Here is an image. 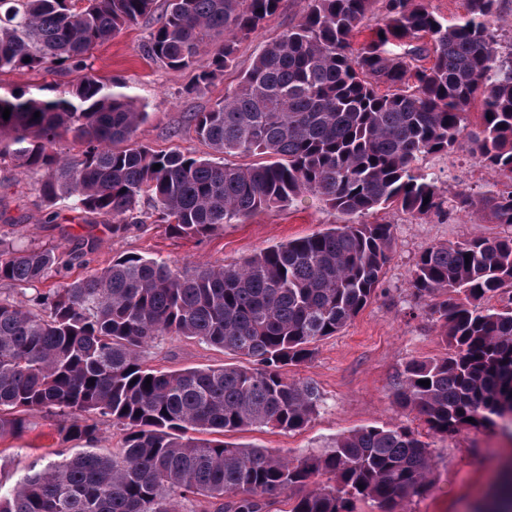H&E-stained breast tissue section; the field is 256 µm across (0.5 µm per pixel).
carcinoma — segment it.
I'll use <instances>...</instances> for the list:
<instances>
[{
	"label": "carcinoma",
	"instance_id": "1",
	"mask_svg": "<svg viewBox=\"0 0 512 512\" xmlns=\"http://www.w3.org/2000/svg\"><path fill=\"white\" fill-rule=\"evenodd\" d=\"M380 1L377 34L353 47ZM155 2L0 0V73L85 72L55 98L0 93V162L43 171V203L67 200L102 215L114 234L144 223V198L154 222L181 238L305 197L345 223L236 265L188 270L130 254L30 300L0 298V440L23 435L40 413L56 418L61 441L83 444L0 494V512H179L182 501L192 512H269L271 498L292 490L299 494L287 512H358L361 503L399 512L431 486V448L408 427L367 426L318 454L290 457L195 434L308 424L319 392L287 369L371 302L394 246L393 225L360 218L390 207L422 218L448 207L512 227V192L448 200L418 166L464 147L512 181V60L502 59L494 34L499 0H464L451 24L429 0H306L235 90L194 114L210 149L199 157L139 142L145 106L90 72L91 51ZM167 2L147 51L169 68L196 69V89L236 66L238 44L282 0ZM476 102L479 121L467 131L462 121ZM64 134L76 153L57 151ZM235 155L261 161H227ZM20 235L17 224L0 228V283L20 289L89 265L98 248L93 239L80 253L22 246ZM409 285L448 353L409 361L393 403L443 436L512 416V233L426 247ZM166 335L247 364L146 366L143 350ZM105 423L121 434L107 453L96 447Z\"/></svg>",
	"mask_w": 512,
	"mask_h": 512
}]
</instances>
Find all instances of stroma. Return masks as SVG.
I'll list each match as a JSON object with an SVG mask.
<instances>
[{
	"label": "stroma",
	"instance_id": "obj_1",
	"mask_svg": "<svg viewBox=\"0 0 512 512\" xmlns=\"http://www.w3.org/2000/svg\"><path fill=\"white\" fill-rule=\"evenodd\" d=\"M304 6L305 0H282L278 13L264 20L240 45L236 67L193 93L188 90L193 70L162 66L146 50L149 34L165 9L164 0H157L154 14L95 48L91 72L105 81L125 83L145 105L148 119L138 131L139 141L157 151L177 148L200 155L206 147L196 137L192 114L210 110L233 90L261 48L297 22ZM77 79L74 73L64 78L44 70L14 71L0 73V90L39 87L45 96L53 97L67 82ZM421 167L433 174L448 198L460 192L476 196L489 189H512V182L482 167L462 149L428 156ZM40 179V172L0 164V224L23 225L26 241L58 245L66 251L77 248L83 239L94 238L98 243L94 260L89 267H74L71 275L75 278L126 253L181 268L235 264L261 250L345 221L323 202L308 198L257 213L240 224L225 225L223 231L201 239L175 238L150 223L131 225L116 236L110 233L105 218L72 211L65 201L52 208L58 214L56 223H47L51 209L39 198ZM373 220L392 225L395 238L377 297L337 335L318 342L311 360L291 371L292 376L317 387L321 396L318 412L301 430L255 429L233 435L234 443L293 456L321 451L337 436L367 425L423 430L416 413L393 404L392 391L409 361L443 356L445 346L429 308L412 293L410 271L429 245L503 236L512 229L455 211L416 219L383 209ZM143 357L147 366L159 370L242 362L239 356L181 336L159 337L145 348ZM426 440L433 451L432 485L423 497L404 502L401 512H481L512 463V438L495 426L480 431L464 429L448 437L430 434ZM67 454L54 419L35 416L32 428L22 438L0 442V489L10 490L31 470Z\"/></svg>",
	"mask_w": 512,
	"mask_h": 512
}]
</instances>
